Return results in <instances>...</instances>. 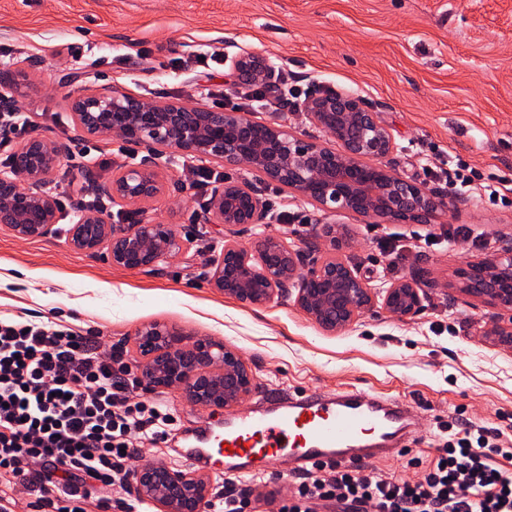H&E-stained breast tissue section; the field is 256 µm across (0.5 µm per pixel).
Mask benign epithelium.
Listing matches in <instances>:
<instances>
[{
    "mask_svg": "<svg viewBox=\"0 0 512 512\" xmlns=\"http://www.w3.org/2000/svg\"><path fill=\"white\" fill-rule=\"evenodd\" d=\"M274 59L252 52L233 61L235 81L269 82ZM75 122L89 135L117 136L144 145L147 154L124 166L99 190L126 206L146 209L165 193L159 159L181 152L205 161L239 166L259 173L328 216L352 212L379 222L429 224L453 201L425 185L397 174L386 162L394 148L391 132L358 94L329 89L300 107L316 127L336 139L341 150L298 135L285 124L265 127L263 139L253 136L255 124L247 113L190 108L157 102L100 87L77 93L72 101ZM59 144L40 138L23 142L11 166L0 172V225L21 240L54 232L57 201L51 178L60 164ZM208 211L226 226H254L264 207L250 187L224 182L215 187ZM69 245L100 253L112 265L154 269L167 263L182 244L167 224L143 220L131 226L108 224L80 211L66 231ZM325 252L304 262L288 241L263 237L254 248L224 243L214 259L211 283L237 301L263 306L286 288L296 291V305L329 333L357 321L374 295L358 273L336 256L341 233L324 225ZM459 291L492 304L498 314L487 335L512 345V242L490 258L460 270ZM381 305L388 313L412 317L421 311L417 280L394 282L383 289ZM184 333L152 323L137 331L135 367L149 389L179 388L196 404L231 408L253 389L251 371L239 352L220 342L198 339L185 344ZM135 492L158 512H197L210 493L204 476L185 467L151 464L134 477Z\"/></svg>",
    "mask_w": 512,
    "mask_h": 512,
    "instance_id": "7a95c632",
    "label": "benign epithelium"
}]
</instances>
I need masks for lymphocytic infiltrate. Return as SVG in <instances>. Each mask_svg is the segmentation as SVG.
I'll use <instances>...</instances> for the list:
<instances>
[{
  "instance_id": "lymphocytic-infiltrate-1",
  "label": "lymphocytic infiltrate",
  "mask_w": 512,
  "mask_h": 512,
  "mask_svg": "<svg viewBox=\"0 0 512 512\" xmlns=\"http://www.w3.org/2000/svg\"><path fill=\"white\" fill-rule=\"evenodd\" d=\"M96 337L66 324L0 316V478L29 498L31 512H142L138 498L111 499L142 466L139 440L179 429L169 407L142 398L128 366ZM430 461L410 457L407 475L374 468L312 470L294 482L280 512L336 501L348 512H512V447L499 433L454 418Z\"/></svg>"
}]
</instances>
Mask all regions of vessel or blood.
<instances>
[{
  "label": "vessel or blood",
  "mask_w": 512,
  "mask_h": 512,
  "mask_svg": "<svg viewBox=\"0 0 512 512\" xmlns=\"http://www.w3.org/2000/svg\"><path fill=\"white\" fill-rule=\"evenodd\" d=\"M414 419L401 397L369 389L293 391L250 415L179 430L177 453L194 469L237 479L271 475L286 456L305 471L357 465L409 447Z\"/></svg>",
  "instance_id": "vessel-or-blood-1"
}]
</instances>
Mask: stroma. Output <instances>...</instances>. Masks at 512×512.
Returning <instances> with one entry per match:
<instances>
[{
    "mask_svg": "<svg viewBox=\"0 0 512 512\" xmlns=\"http://www.w3.org/2000/svg\"><path fill=\"white\" fill-rule=\"evenodd\" d=\"M245 51L276 59L272 84L279 93L331 88L362 96L394 137L388 162L398 174L444 192L438 170H472L470 191L439 224L468 226L488 248L433 250L413 237L425 225L335 216L346 231L340 256L377 289L417 278L423 309L400 318L376 304L348 329L327 333L291 297L247 307L224 296L211 285L209 266L228 239L249 247L262 236H284L308 249L326 216L259 174L228 167L226 180L251 182L268 217L246 228L211 223L208 193L189 183L197 160L174 153L164 165L166 193L147 213L115 203L107 210L115 224L144 217L170 225L182 243L176 257L155 270L126 269L73 249L64 229L78 213L74 205L59 213V232L45 238L20 240L0 227V312L73 324L127 354L138 329L151 322L192 341L232 346L255 379L242 412L310 387L358 385L403 396L420 413L412 453L426 461L439 441L437 421L460 414L512 440V349L486 334L495 308L455 288L460 268L512 238V203L483 196L488 184L512 189V0H0V69L10 76L0 96L33 115L30 137L63 145L52 184L60 198L74 182L91 194L86 171L108 182L145 153L77 127L71 105L82 88L109 85L204 109L223 99L256 123L285 122L336 147L292 105L274 108L243 96L231 64ZM213 53L217 63L190 67L191 59ZM86 146L101 152L103 166L81 157ZM292 212L307 224L287 223ZM403 233L412 237L406 257L397 274L382 275L388 257L380 243ZM153 396L185 427L224 416L176 388Z\"/></svg>",
    "mask_w": 512,
    "mask_h": 512,
    "instance_id": "1",
    "label": "stroma"
}]
</instances>
